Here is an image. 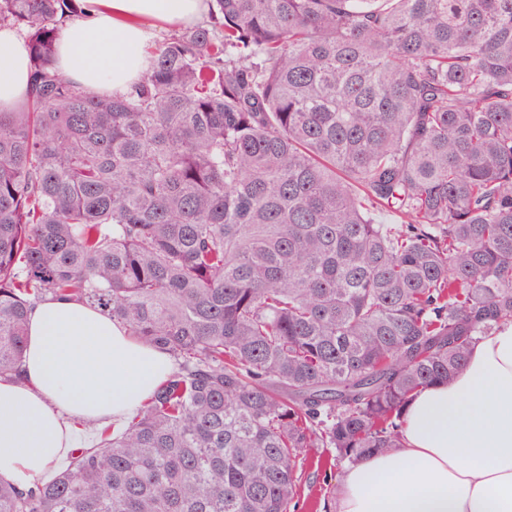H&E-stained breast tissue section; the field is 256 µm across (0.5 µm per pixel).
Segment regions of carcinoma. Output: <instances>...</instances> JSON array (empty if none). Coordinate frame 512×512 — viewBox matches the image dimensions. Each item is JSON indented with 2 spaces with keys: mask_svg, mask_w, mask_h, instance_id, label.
I'll list each match as a JSON object with an SVG mask.
<instances>
[{
  "mask_svg": "<svg viewBox=\"0 0 512 512\" xmlns=\"http://www.w3.org/2000/svg\"><path fill=\"white\" fill-rule=\"evenodd\" d=\"M79 0H0V378L81 302L169 375L0 512H290L310 450L399 447L512 321V0H209L125 95L56 65ZM389 209L402 224H374ZM29 83V60L24 41L10 28L0 30V112H10Z\"/></svg>",
  "mask_w": 512,
  "mask_h": 512,
  "instance_id": "cac0c4a2",
  "label": "carcinoma"
}]
</instances>
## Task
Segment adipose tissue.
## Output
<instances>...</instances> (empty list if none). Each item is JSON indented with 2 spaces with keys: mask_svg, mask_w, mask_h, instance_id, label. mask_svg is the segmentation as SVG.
Masks as SVG:
<instances>
[{
  "mask_svg": "<svg viewBox=\"0 0 512 512\" xmlns=\"http://www.w3.org/2000/svg\"><path fill=\"white\" fill-rule=\"evenodd\" d=\"M206 0H84L67 23L58 67L94 92L124 94L149 67L159 24H190ZM29 83L28 52L0 29V112ZM172 369L167 353L71 300L31 313L21 381L0 379V477L35 487L78 442L79 419L123 427ZM402 445L345 467L335 512H512V322L475 343L465 370L423 390L401 425Z\"/></svg>",
  "mask_w": 512,
  "mask_h": 512,
  "instance_id": "1",
  "label": "adipose tissue"
}]
</instances>
